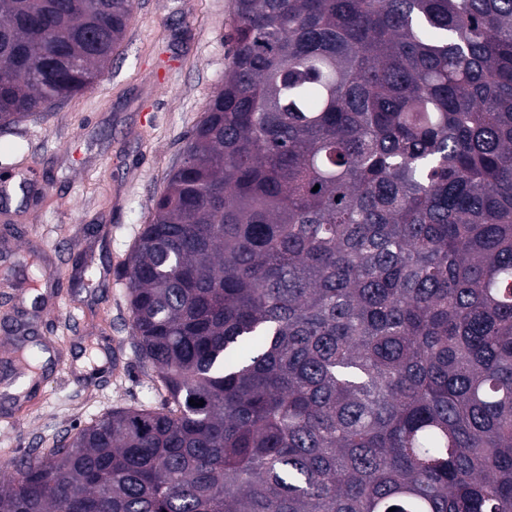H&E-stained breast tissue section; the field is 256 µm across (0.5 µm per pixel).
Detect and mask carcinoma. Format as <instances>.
<instances>
[{"label": "carcinoma", "mask_w": 512, "mask_h": 512, "mask_svg": "<svg viewBox=\"0 0 512 512\" xmlns=\"http://www.w3.org/2000/svg\"><path fill=\"white\" fill-rule=\"evenodd\" d=\"M135 8L0 0V129ZM231 40L122 269L159 400L0 512H512V0H234Z\"/></svg>", "instance_id": "1"}]
</instances>
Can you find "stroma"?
<instances>
[{"label":"stroma","instance_id":"obj_1","mask_svg":"<svg viewBox=\"0 0 512 512\" xmlns=\"http://www.w3.org/2000/svg\"><path fill=\"white\" fill-rule=\"evenodd\" d=\"M233 0H137L104 79L52 115L0 134V172L27 164L44 202L0 210V347L33 327L54 361L16 408L0 395V476L72 428L154 400L152 369L136 355L121 262L147 223L186 136L224 82ZM45 251L52 286L40 309L25 285L29 243ZM83 258L95 284L80 283ZM120 354L122 372L113 370Z\"/></svg>","mask_w":512,"mask_h":512}]
</instances>
